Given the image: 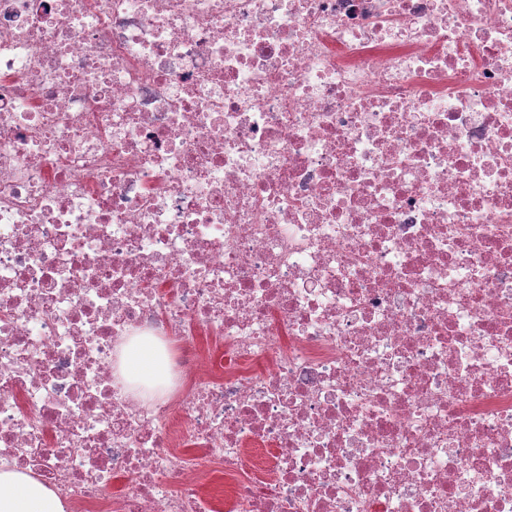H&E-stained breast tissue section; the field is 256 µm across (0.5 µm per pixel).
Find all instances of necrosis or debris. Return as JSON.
<instances>
[{"label":"necrosis or debris","mask_w":512,"mask_h":512,"mask_svg":"<svg viewBox=\"0 0 512 512\" xmlns=\"http://www.w3.org/2000/svg\"><path fill=\"white\" fill-rule=\"evenodd\" d=\"M0 466L512 512V0H0ZM163 366L145 346L135 342L130 344L122 358L124 375L132 378H147L160 375Z\"/></svg>","instance_id":"1"}]
</instances>
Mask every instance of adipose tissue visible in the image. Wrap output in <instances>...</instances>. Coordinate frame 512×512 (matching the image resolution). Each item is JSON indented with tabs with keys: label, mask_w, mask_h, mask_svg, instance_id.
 Instances as JSON below:
<instances>
[{
	"label": "adipose tissue",
	"mask_w": 512,
	"mask_h": 512,
	"mask_svg": "<svg viewBox=\"0 0 512 512\" xmlns=\"http://www.w3.org/2000/svg\"><path fill=\"white\" fill-rule=\"evenodd\" d=\"M0 512H64L57 492L30 474L0 469Z\"/></svg>",
	"instance_id": "1"
}]
</instances>
